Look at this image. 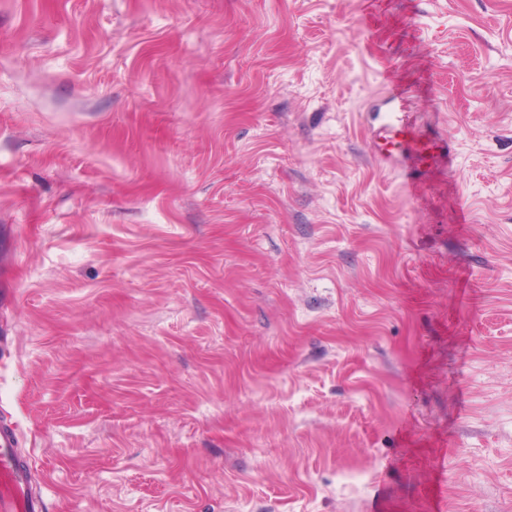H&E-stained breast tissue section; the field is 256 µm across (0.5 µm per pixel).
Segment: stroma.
Wrapping results in <instances>:
<instances>
[{"label": "stroma", "instance_id": "1", "mask_svg": "<svg viewBox=\"0 0 512 512\" xmlns=\"http://www.w3.org/2000/svg\"><path fill=\"white\" fill-rule=\"evenodd\" d=\"M0 423L43 512H512V0H0ZM399 119L389 120L374 132L370 149L382 163L400 158L403 161L404 185H413L412 175L438 167L450 153L448 138L422 132L413 116L400 112Z\"/></svg>", "mask_w": 512, "mask_h": 512}]
</instances>
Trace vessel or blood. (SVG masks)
<instances>
[{
    "label": "vessel or blood",
    "mask_w": 512,
    "mask_h": 512,
    "mask_svg": "<svg viewBox=\"0 0 512 512\" xmlns=\"http://www.w3.org/2000/svg\"><path fill=\"white\" fill-rule=\"evenodd\" d=\"M370 149L379 162L402 160L408 186L414 175L438 167L450 152L447 137L422 132L416 119L406 114L376 130ZM29 485L30 470L18 457L15 431L0 424V512H42L43 502L32 495Z\"/></svg>",
    "instance_id": "1"
}]
</instances>
